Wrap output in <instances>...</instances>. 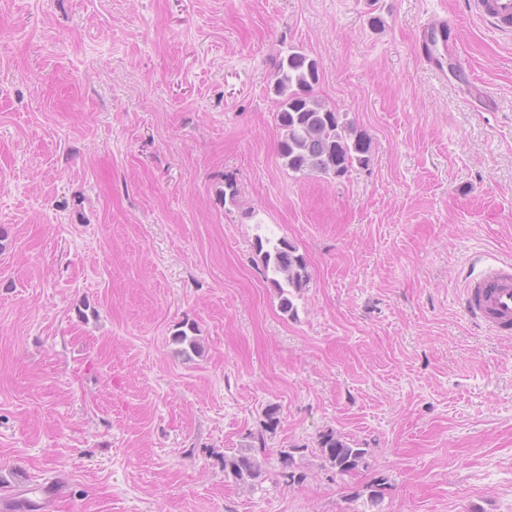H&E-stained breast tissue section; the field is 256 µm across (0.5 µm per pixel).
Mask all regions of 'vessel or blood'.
Returning a JSON list of instances; mask_svg holds the SVG:
<instances>
[{"mask_svg": "<svg viewBox=\"0 0 512 512\" xmlns=\"http://www.w3.org/2000/svg\"><path fill=\"white\" fill-rule=\"evenodd\" d=\"M473 14L490 29L512 32V0H473ZM454 22L445 15L427 19L418 33L419 54L434 71H442L445 57L456 55L455 44L445 39ZM465 310L485 328L495 333L512 331V260L494 261L464 290Z\"/></svg>", "mask_w": 512, "mask_h": 512, "instance_id": "b4317fda", "label": "vessel or blood"}]
</instances>
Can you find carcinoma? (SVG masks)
Wrapping results in <instances>:
<instances>
[{
    "label": "carcinoma",
    "mask_w": 512,
    "mask_h": 512,
    "mask_svg": "<svg viewBox=\"0 0 512 512\" xmlns=\"http://www.w3.org/2000/svg\"><path fill=\"white\" fill-rule=\"evenodd\" d=\"M319 79L317 60L294 47L278 59L273 84L281 129L277 154L295 174L342 178L357 167H368L370 141L346 115L318 98L315 86ZM256 248L262 254L265 271L271 274L270 282L278 289L281 309L293 310L294 297L310 283L306 259L283 239L273 244L269 238L258 236ZM298 451V447L280 451V464L291 480L302 479L294 470V453ZM319 452L324 463L339 475L357 471L367 455V449L352 446L334 431L320 437ZM224 475L243 485L260 484L265 469L258 448L250 444L224 455Z\"/></svg>",
    "instance_id": "carcinoma-1"
}]
</instances>
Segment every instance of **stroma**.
Here are the masks:
<instances>
[{"mask_svg":"<svg viewBox=\"0 0 512 512\" xmlns=\"http://www.w3.org/2000/svg\"><path fill=\"white\" fill-rule=\"evenodd\" d=\"M469 2L0 0V512H512V336L461 304L512 257V36ZM435 12L444 76L416 53ZM291 46L368 167L282 165ZM259 235L308 263L295 312ZM330 430L359 472L323 467ZM257 434L266 477L235 484ZM259 442V447L250 444L246 448L236 449L231 454L224 455V475L243 485L254 487L259 485L265 477V469L259 460L258 450L263 449V435L253 437Z\"/></svg>","mask_w":512,"mask_h":512,"instance_id":"1","label":"stroma"}]
</instances>
